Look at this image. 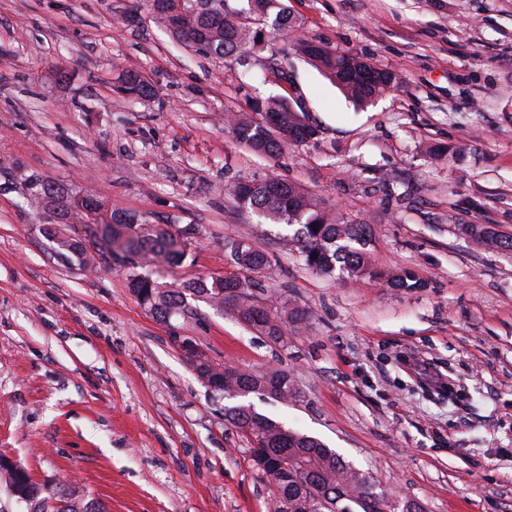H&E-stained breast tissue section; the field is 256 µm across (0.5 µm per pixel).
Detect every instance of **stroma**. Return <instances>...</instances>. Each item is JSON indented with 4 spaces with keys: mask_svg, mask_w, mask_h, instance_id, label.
<instances>
[{
    "mask_svg": "<svg viewBox=\"0 0 512 512\" xmlns=\"http://www.w3.org/2000/svg\"><path fill=\"white\" fill-rule=\"evenodd\" d=\"M302 33L397 70L360 110L264 22L286 78L178 42L143 0H0V459L73 485L104 512H276L252 441L174 344L293 373L298 401L256 411L316 437L419 512H512V258L461 235L512 234V0H286ZM139 71L154 97L114 90ZM290 98L319 142L256 154L226 110ZM437 144L462 160L429 159ZM43 175L105 211L193 225L189 259L86 271L43 231L12 179ZM277 177L368 224L373 276L309 270L289 229L225 193ZM248 240L269 290L307 312L278 345L198 303L165 323L131 274L161 284L235 271ZM411 271L419 288H395ZM454 382L461 400L448 398ZM238 247L235 252H230V260L240 271H250L254 274H262L271 268V259L267 253L254 248L248 241H236Z\"/></svg>",
    "mask_w": 512,
    "mask_h": 512,
    "instance_id": "35a3bbf8",
    "label": "stroma"
}]
</instances>
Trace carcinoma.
<instances>
[{
    "instance_id": "cac0c4a2",
    "label": "carcinoma",
    "mask_w": 512,
    "mask_h": 512,
    "mask_svg": "<svg viewBox=\"0 0 512 512\" xmlns=\"http://www.w3.org/2000/svg\"><path fill=\"white\" fill-rule=\"evenodd\" d=\"M150 13L188 48L202 55L238 54L246 59L267 49L261 37V21L275 14V22L288 35L299 30V23L288 14L283 0H247L248 7L235 9L228 0H145ZM296 49L319 72L334 83L346 98L364 108L375 98L401 82L399 73L368 64L357 69V56L337 52L308 38H299ZM128 97L150 98L152 86L139 72L124 73ZM236 140L251 150L275 155L283 148L317 142L320 130L307 123L288 98L269 96L263 110L228 120ZM19 183L26 200L48 224H101V233L86 238L49 235L60 255L75 258L82 268L94 266L99 258L114 254L150 253L156 259L179 266L187 255L189 241L196 235L191 225L181 227L168 221L154 223L146 218L111 212L99 213L100 206L90 197L71 196L59 185L37 172H23ZM242 207L277 224L294 228L288 244L295 246L305 266L320 274L336 272L351 277L371 274L370 231L363 222L346 220L322 208L300 186L276 178L238 181L226 187ZM462 234L488 249L512 255V235L480 224L460 225ZM230 260L240 271L262 274L271 268V259L247 241L237 242ZM129 288L139 304L157 320L188 317L193 309L187 298L204 300L216 311L230 310L239 321L256 328L274 343L284 341L288 325L300 329L306 312L288 307L272 298L264 285L236 275L197 279L179 288H164L149 275L133 274ZM194 369L199 379L208 380L231 400L240 391L250 394L270 392L281 402L299 397L295 379L286 370L246 371L213 363L201 356ZM224 419L252 438L253 460L277 489L278 512H416L409 501L398 509L384 492L372 490L364 474L346 463L337 452L308 435L285 428L255 409L233 404L224 406ZM288 453V468L281 455ZM9 493L25 505L27 512H101L97 502L77 491L64 488L50 492L35 482L27 470L15 465L7 469Z\"/></svg>"
}]
</instances>
